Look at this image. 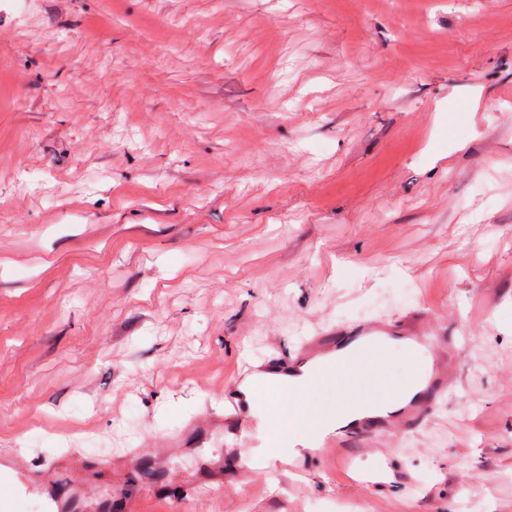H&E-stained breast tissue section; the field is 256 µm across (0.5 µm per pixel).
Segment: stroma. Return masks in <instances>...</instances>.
<instances>
[{"instance_id":"35a3bbf8","label":"stroma","mask_w":512,"mask_h":512,"mask_svg":"<svg viewBox=\"0 0 512 512\" xmlns=\"http://www.w3.org/2000/svg\"><path fill=\"white\" fill-rule=\"evenodd\" d=\"M458 383L353 462L211 480L243 362L359 323ZM137 512H512V0H0V450Z\"/></svg>"}]
</instances>
